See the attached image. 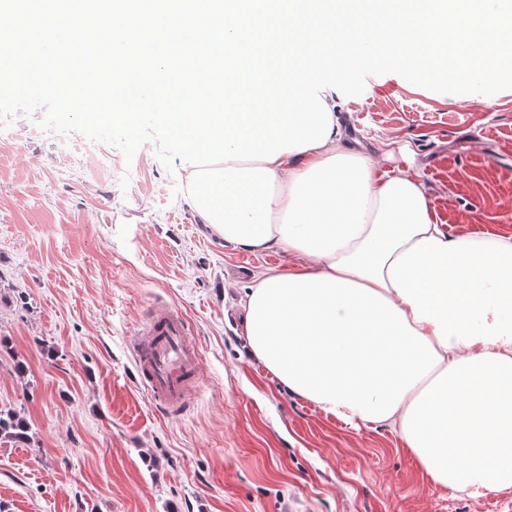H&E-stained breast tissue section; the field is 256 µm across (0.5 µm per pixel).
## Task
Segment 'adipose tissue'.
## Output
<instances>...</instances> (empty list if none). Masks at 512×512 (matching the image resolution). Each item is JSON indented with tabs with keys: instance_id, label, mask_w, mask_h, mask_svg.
I'll return each mask as SVG.
<instances>
[{
	"instance_id": "ef3b65f1",
	"label": "adipose tissue",
	"mask_w": 512,
	"mask_h": 512,
	"mask_svg": "<svg viewBox=\"0 0 512 512\" xmlns=\"http://www.w3.org/2000/svg\"><path fill=\"white\" fill-rule=\"evenodd\" d=\"M209 80L167 115L192 132V209L226 244L300 259L246 293L250 356L327 413L396 428L433 485L512 491V237L449 235L419 170L345 143L335 87L228 128L196 91Z\"/></svg>"
}]
</instances>
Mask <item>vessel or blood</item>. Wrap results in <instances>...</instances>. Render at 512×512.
Wrapping results in <instances>:
<instances>
[{
    "instance_id": "vessel-or-blood-1",
    "label": "vessel or blood",
    "mask_w": 512,
    "mask_h": 512,
    "mask_svg": "<svg viewBox=\"0 0 512 512\" xmlns=\"http://www.w3.org/2000/svg\"><path fill=\"white\" fill-rule=\"evenodd\" d=\"M137 382L159 408L178 414L203 382L201 352L183 315L167 303L151 309L132 343Z\"/></svg>"
}]
</instances>
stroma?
Instances as JSON below:
<instances>
[{
  "label": "stroma",
  "mask_w": 512,
  "mask_h": 512,
  "mask_svg": "<svg viewBox=\"0 0 512 512\" xmlns=\"http://www.w3.org/2000/svg\"><path fill=\"white\" fill-rule=\"evenodd\" d=\"M340 102L351 146L394 143L382 168L421 169L450 233L512 236V89L440 94L389 73ZM37 121L16 114L0 140V408L32 436L0 446V512H512V494L432 485L396 429L325 413L248 355L241 300L295 257L226 245L155 152L99 177L83 135L65 153ZM158 299L202 352L180 417L132 376Z\"/></svg>",
  "instance_id": "obj_1"
}]
</instances>
